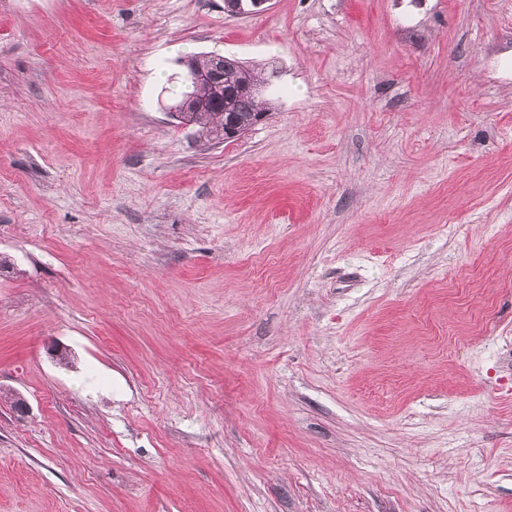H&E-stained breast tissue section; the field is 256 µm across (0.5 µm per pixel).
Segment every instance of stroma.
Listing matches in <instances>:
<instances>
[{"label": "stroma", "instance_id": "1", "mask_svg": "<svg viewBox=\"0 0 512 512\" xmlns=\"http://www.w3.org/2000/svg\"><path fill=\"white\" fill-rule=\"evenodd\" d=\"M0 512H512V0H0ZM211 67L203 80L216 98L221 96L224 87V104L227 102L228 111L216 112L220 111L219 107H207L196 112V96L193 95L176 106L175 112H184V116L189 112L188 122L197 127L198 133L213 139H224V120L228 117H233L239 129L245 132L257 122L259 114L266 113V103L260 101L257 91L269 84L268 77L235 58H223L217 54L213 55ZM246 88L255 90L250 92ZM236 124L232 119L229 120L227 132L232 139L238 135Z\"/></svg>", "mask_w": 512, "mask_h": 512}]
</instances>
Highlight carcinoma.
Masks as SVG:
<instances>
[{
  "mask_svg": "<svg viewBox=\"0 0 512 512\" xmlns=\"http://www.w3.org/2000/svg\"><path fill=\"white\" fill-rule=\"evenodd\" d=\"M268 84L265 74L258 72L235 58H224V101L228 113L208 107L201 112H191L188 122L197 127V132L214 139L224 138V120L234 118L239 129L246 131L257 117L265 112L258 89Z\"/></svg>",
  "mask_w": 512,
  "mask_h": 512,
  "instance_id": "cac0c4a2",
  "label": "carcinoma"
}]
</instances>
